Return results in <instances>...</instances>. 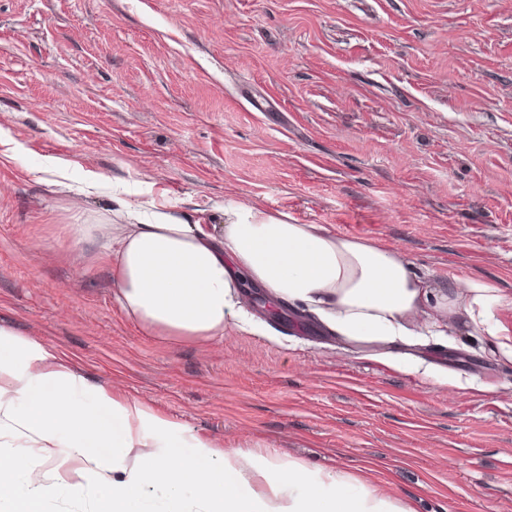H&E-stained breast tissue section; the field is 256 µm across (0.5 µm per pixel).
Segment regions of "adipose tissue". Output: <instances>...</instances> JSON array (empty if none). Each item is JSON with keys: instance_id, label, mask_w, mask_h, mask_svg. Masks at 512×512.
Instances as JSON below:
<instances>
[{"instance_id": "1", "label": "adipose tissue", "mask_w": 512, "mask_h": 512, "mask_svg": "<svg viewBox=\"0 0 512 512\" xmlns=\"http://www.w3.org/2000/svg\"><path fill=\"white\" fill-rule=\"evenodd\" d=\"M122 224H72L79 243L106 236L120 307L144 328L173 338L210 339L242 317L237 270L271 303L309 309L330 332L358 344L444 336L481 327L497 335L495 307L512 303L494 281L466 276L427 281L401 252L340 236L320 224H294L240 202L224 210L221 235L158 208L148 215L117 200ZM42 345L0 329V428L35 438L44 453L65 445L85 463L96 512H138L155 498L164 512H411L371 480L305 463L205 445L165 454L147 450L156 425L138 401L82 402V379L50 369ZM34 459H0V512H44L54 486L33 480Z\"/></svg>"}]
</instances>
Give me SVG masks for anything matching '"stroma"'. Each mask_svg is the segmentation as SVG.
Wrapping results in <instances>:
<instances>
[{"instance_id":"stroma-1","label":"stroma","mask_w":512,"mask_h":512,"mask_svg":"<svg viewBox=\"0 0 512 512\" xmlns=\"http://www.w3.org/2000/svg\"><path fill=\"white\" fill-rule=\"evenodd\" d=\"M116 197L212 226L246 200L511 295L512 0H0V329L87 402L145 405L151 446L369 474L412 512H512L496 338L351 344L288 303L256 335L146 331L105 238L64 230L115 223ZM0 447L38 458L47 512H89L67 449Z\"/></svg>"}]
</instances>
